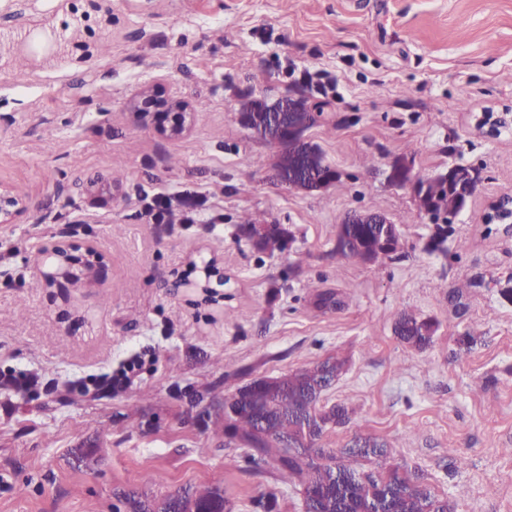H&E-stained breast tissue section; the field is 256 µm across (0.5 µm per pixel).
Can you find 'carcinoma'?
<instances>
[{"mask_svg": "<svg viewBox=\"0 0 512 512\" xmlns=\"http://www.w3.org/2000/svg\"><path fill=\"white\" fill-rule=\"evenodd\" d=\"M331 171L320 148L308 145L303 176L307 189L321 187L320 181ZM414 178L428 185L427 196L419 207H431L436 212L457 214L469 201L467 180L444 183L438 174L414 172ZM243 228L258 238L265 250H283L288 230L280 224H256L244 218ZM450 224L436 225V232L426 245L429 252H447L443 247ZM385 233L383 224H340L336 230L334 252L362 263L377 260ZM395 335L404 343L419 350L427 348L433 339V323L403 313L395 321ZM342 362L329 358L294 374L257 381L236 388L228 396L233 401L232 413L224 414V442L236 443L250 451V459L263 474L270 472L278 482L302 486L306 512H331L336 508V484L350 486L352 505L359 508L381 486L401 501V512H446L447 506L413 490L408 481L392 471L386 478H361L353 468L336 464L333 448H319L318 441L330 429L344 427L352 413L343 404H323L332 388ZM232 512L229 501L217 491H206L195 499L171 496L164 502L162 512Z\"/></svg>", "mask_w": 512, "mask_h": 512, "instance_id": "obj_1", "label": "carcinoma"}]
</instances>
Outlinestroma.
Segmentation results:
<instances>
[{
	"mask_svg": "<svg viewBox=\"0 0 512 512\" xmlns=\"http://www.w3.org/2000/svg\"><path fill=\"white\" fill-rule=\"evenodd\" d=\"M40 19L81 37L69 61L22 80L16 59L53 50L43 31L0 58V184L31 203L0 225V370L42 381L0 389V512H132L134 497L208 489L234 512H304L300 488L225 446L221 405L329 357L343 367L328 401L353 420L321 447L384 441L350 465L400 470L448 512H512V230L487 223L512 195V131L480 126L512 112V0H0V41ZM148 86L207 110L168 137L128 109ZM294 90L328 104L307 136L340 179L314 192L280 185L276 147L239 122L245 102ZM397 159L479 168L447 254L426 251L434 225L412 188L388 182ZM92 179L110 199H85ZM159 195L206 202L195 223L152 224ZM354 211L397 224L398 251L336 256ZM246 215L285 225L292 244L258 248ZM68 232L96 246L102 278L46 287L38 247ZM212 257L225 284L209 302L196 283ZM327 289L341 310L316 307ZM404 312L434 322L428 348L394 335ZM143 350L154 362L130 388L68 392Z\"/></svg>",
	"mask_w": 512,
	"mask_h": 512,
	"instance_id": "stroma-1",
	"label": "stroma"
}]
</instances>
